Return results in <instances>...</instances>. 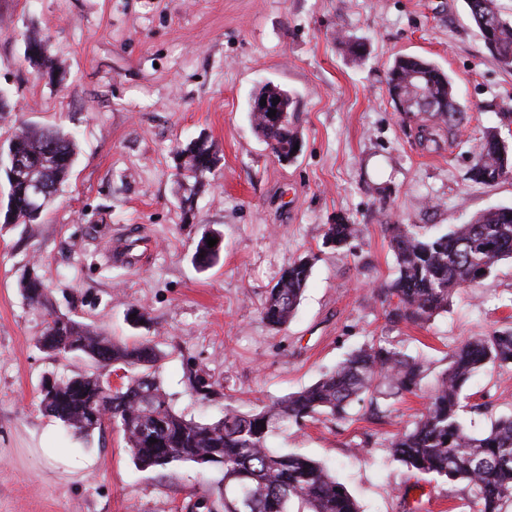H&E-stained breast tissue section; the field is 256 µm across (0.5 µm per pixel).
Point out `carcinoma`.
Returning <instances> with one entry per match:
<instances>
[{
    "label": "carcinoma",
    "mask_w": 512,
    "mask_h": 512,
    "mask_svg": "<svg viewBox=\"0 0 512 512\" xmlns=\"http://www.w3.org/2000/svg\"><path fill=\"white\" fill-rule=\"evenodd\" d=\"M466 4L489 55L511 66L512 20L503 17L496 0H466ZM25 56L29 63L53 72L48 43L39 35L25 34ZM418 73L428 76L424 96L432 99V106L423 109L417 132L429 143L443 126L460 129L465 115L447 72L417 56H398L388 68L385 85L391 101H409L417 95ZM257 95L279 101L287 110V120L253 112L255 131L276 158L297 155L293 148L302 140L293 122L294 98L270 82L261 85ZM7 149L25 160L27 172L8 183L0 223L30 224L36 217L29 183L39 180L55 196L75 163L76 142L60 130L25 126L15 132ZM175 153L178 189L188 201L206 185L219 157L205 139L180 145ZM473 154L471 179L476 183L493 187L512 172V155L502 151L495 132L487 133ZM386 232L395 272L380 292L392 322L426 324L448 308L456 289L476 286L498 262L512 261L509 206L484 211L444 233L431 234L416 224H389ZM359 233L356 224H330L323 245L349 250ZM208 237L202 234L193 258L210 268L219 261L223 243L210 248ZM317 260L318 254L310 252L287 262L261 306L267 325L277 328L294 316ZM20 287L30 302L49 307L39 278L30 277ZM45 335L52 337L47 352L55 357L81 354L101 368L112 362L126 370V382L115 390L96 373L53 380L50 388L40 390L45 412L58 402L64 404L68 418L57 420L75 435L88 438L104 429L93 414L110 409L112 423L122 432L137 466L156 469L191 462L221 473L216 487L187 505L188 512H214L218 506L224 512H361L347 487L327 467L300 454L272 450L270 438L288 425L303 426L322 417L344 420L358 401L367 399L376 405L381 398L415 394L424 378L423 366L396 346L371 343L315 383L256 412L241 413L226 405L222 418L201 423L174 410L157 372L159 354L150 343L129 346L74 318L61 325L55 319L48 321ZM488 367L512 372L511 328L494 329L458 344L428 394L424 411L389 443L390 457L408 477L429 476L464 485V512L512 508V415L494 420L482 434L472 432L463 418L469 407L465 388ZM188 381L201 400L215 393L216 383L206 374L194 373ZM152 438L157 442H150Z\"/></svg>",
    "instance_id": "cac0c4a2"
}]
</instances>
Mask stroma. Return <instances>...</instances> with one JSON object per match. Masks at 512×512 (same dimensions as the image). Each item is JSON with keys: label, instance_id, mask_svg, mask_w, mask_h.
I'll use <instances>...</instances> for the list:
<instances>
[{"label": "stroma", "instance_id": "stroma-1", "mask_svg": "<svg viewBox=\"0 0 512 512\" xmlns=\"http://www.w3.org/2000/svg\"><path fill=\"white\" fill-rule=\"evenodd\" d=\"M45 38L56 72L25 57V32ZM363 44L353 54L351 41ZM439 64L451 77L463 126L425 150L419 118L395 110L384 74L395 56ZM296 95L303 149L275 158L251 123L261 82ZM0 143L36 124L74 136L67 182L32 224H0V512H186L214 473L177 462L139 469L120 432L82 440L40 406L46 376L94 372L87 359L56 358L39 345L48 310L20 281L36 274L52 310L127 344L150 342L174 409L213 422L225 404L252 412L317 381L352 350L387 340L423 364L428 379L452 348L512 327V263L457 289L425 327L388 323L376 295L394 274L385 231L418 224L444 232L471 216L512 206V174L496 186L471 179L472 147L498 129L512 147V65L493 60L465 0H0ZM203 137L216 175L186 218L174 182L178 144ZM359 225L348 253L324 247L328 225ZM221 232L219 262L199 270L204 228ZM318 253L293 319L274 329L261 305L288 259ZM143 322L130 323L132 312ZM218 384L192 396L188 372ZM480 433L512 414V379L494 371L466 389ZM426 392L369 401L347 420L291 427L270 440L327 466L362 512H460L461 487L423 483L389 456Z\"/></svg>", "mask_w": 512, "mask_h": 512}]
</instances>
